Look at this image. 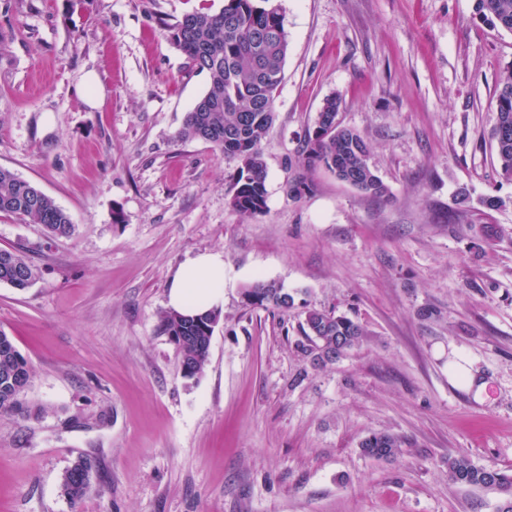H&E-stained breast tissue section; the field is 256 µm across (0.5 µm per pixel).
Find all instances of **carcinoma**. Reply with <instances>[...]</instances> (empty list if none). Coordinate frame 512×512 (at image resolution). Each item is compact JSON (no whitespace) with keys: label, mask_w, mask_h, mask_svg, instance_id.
<instances>
[{"label":"carcinoma","mask_w":512,"mask_h":512,"mask_svg":"<svg viewBox=\"0 0 512 512\" xmlns=\"http://www.w3.org/2000/svg\"><path fill=\"white\" fill-rule=\"evenodd\" d=\"M476 10L496 28L512 33V0H476ZM170 41L188 58L192 68L206 72L207 90L187 113L178 132L180 140H203L222 154L238 160L231 207L246 215L264 212L267 168L260 144L274 121L273 102L284 77L288 32L284 17L273 6L257 0H224L217 12H195L165 26ZM341 101L331 96L318 113L315 128L306 141V159L323 163L336 177L376 198L389 190L369 163L370 150L355 129L338 120ZM496 123L492 139L500 178L512 183V69L505 71L496 87ZM18 215L41 225L47 235L64 236L73 229L68 214L33 183L8 168L0 167V213ZM39 269L19 249H0V283L13 288L29 287ZM257 307L288 309L293 297L274 282L250 286ZM221 319L211 310L195 316L169 311L161 327L176 337L181 371L199 377L208 358L209 336ZM301 332L316 364L333 363L358 347L366 336L364 327L333 311L308 309ZM31 378L27 360L12 338L0 330V412L23 410L22 394ZM410 445L407 438L388 432L374 433L360 446L363 455L388 459ZM448 481L483 487L512 489V475L474 465L463 456H448ZM91 475L85 459L73 463L61 476L60 486L70 502L80 501L90 488Z\"/></svg>","instance_id":"obj_1"}]
</instances>
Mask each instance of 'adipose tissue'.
<instances>
[{
    "instance_id": "1",
    "label": "adipose tissue",
    "mask_w": 512,
    "mask_h": 512,
    "mask_svg": "<svg viewBox=\"0 0 512 512\" xmlns=\"http://www.w3.org/2000/svg\"><path fill=\"white\" fill-rule=\"evenodd\" d=\"M224 304V255L204 252L185 258L168 280L167 307L196 315Z\"/></svg>"
}]
</instances>
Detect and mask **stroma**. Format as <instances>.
Masks as SVG:
<instances>
[{"mask_svg": "<svg viewBox=\"0 0 512 512\" xmlns=\"http://www.w3.org/2000/svg\"><path fill=\"white\" fill-rule=\"evenodd\" d=\"M270 2L288 54L261 144L266 209L243 215L229 203L237 161L177 137L208 80L158 25L224 0H0V166L74 225L50 238L0 213V249L40 269L28 288L0 284V330L32 369L27 413L0 414V512H497L505 500L449 482L446 460L512 473V183L490 138L512 33L475 0ZM88 72L104 89L95 108L76 91ZM333 95L389 199L304 162ZM487 195L508 204L485 209ZM205 251L224 254V307L188 379L160 321L173 271ZM258 281L294 308L247 306ZM307 307L360 322L363 343L313 365L298 347ZM380 431L412 445L364 456ZM82 456L92 481L73 504L60 479Z\"/></svg>", "mask_w": 512, "mask_h": 512, "instance_id": "35a3bbf8", "label": "stroma"}]
</instances>
